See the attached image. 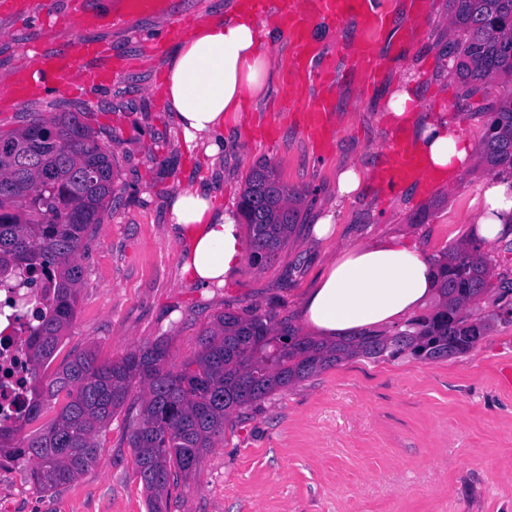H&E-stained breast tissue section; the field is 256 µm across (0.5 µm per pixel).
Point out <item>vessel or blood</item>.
<instances>
[{"label": "vessel or blood", "instance_id": "vessel-or-blood-1", "mask_svg": "<svg viewBox=\"0 0 512 512\" xmlns=\"http://www.w3.org/2000/svg\"><path fill=\"white\" fill-rule=\"evenodd\" d=\"M277 11L283 24V35L294 48L292 68L299 73L312 70L315 59L309 30L313 24L333 25L348 17L359 18L365 26L379 22L375 0H276ZM101 43L79 38L67 45L46 51L36 72H20L12 90L13 105L43 97L52 88L65 85L70 72L81 62L91 61L85 71L88 84L98 85L111 80L122 62H107ZM423 158L414 138L405 131L393 136L390 150L378 167L380 183L390 191L416 181L422 170Z\"/></svg>", "mask_w": 512, "mask_h": 512}]
</instances>
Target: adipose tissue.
<instances>
[{"label":"adipose tissue","instance_id":"1","mask_svg":"<svg viewBox=\"0 0 512 512\" xmlns=\"http://www.w3.org/2000/svg\"><path fill=\"white\" fill-rule=\"evenodd\" d=\"M252 14L233 10L196 23L165 64L163 94L185 143L216 158L224 153V122L239 118L246 97L263 93L270 61ZM416 142L425 173L444 177L473 163L478 147L447 122H423ZM475 232L485 244L512 238V184L497 179L478 189ZM169 220L189 242L182 271L203 287L223 286L241 264L245 244L236 212L209 193L186 186L169 204ZM437 294L430 259L402 239L344 250L330 261L303 305L306 322L336 338L372 326L393 327Z\"/></svg>","mask_w":512,"mask_h":512}]
</instances>
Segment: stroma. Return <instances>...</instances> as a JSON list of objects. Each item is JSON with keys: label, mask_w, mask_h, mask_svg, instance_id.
<instances>
[{"label": "stroma", "mask_w": 512, "mask_h": 512, "mask_svg": "<svg viewBox=\"0 0 512 512\" xmlns=\"http://www.w3.org/2000/svg\"><path fill=\"white\" fill-rule=\"evenodd\" d=\"M99 2L116 18L94 30L76 15L55 26L0 0V100L28 54L75 38L93 37L128 62L107 85H84L76 70L64 88L0 111V134L38 116L80 113L112 154L115 201L77 255L76 314L45 378L86 348L109 362L160 339L180 364L224 311L253 306L303 327L306 293L342 251L401 238L434 258L470 234L476 188L489 176L480 162L448 181L423 178L392 194L374 177L396 130L385 99L406 76L415 78L420 117L448 120L473 142L483 111L499 97L498 78L463 98L455 67L446 66L455 31L448 0H381L383 17L373 28L355 17L332 31L313 28L319 65L336 73L329 86L291 72L285 37L265 41L267 89L226 127L227 147L214 162L188 149L175 126L162 94L165 62L178 23L223 17L235 0H168L167 10L132 17L122 0ZM363 44L376 74L358 55ZM329 87L330 134L318 139L302 115ZM262 161L305 192L302 222L271 263L242 261L223 286L201 287L182 272L188 244L169 221L168 202L190 183L211 187L217 206L237 209L247 175ZM350 164L368 173L366 185L343 202L334 235L314 239L313 220L335 201L336 174ZM509 306L512 295L493 292L473 304L474 314L498 318L466 354L438 362L353 358L232 414L196 475L172 490L169 512H512V385L501 377L512 364V319L499 315ZM127 434L122 412L99 437L95 464L57 491L40 490L22 468H0V512H147Z\"/></svg>", "instance_id": "1"}]
</instances>
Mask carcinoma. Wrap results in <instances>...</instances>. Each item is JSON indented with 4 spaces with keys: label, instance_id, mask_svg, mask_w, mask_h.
<instances>
[{
    "label": "carcinoma",
    "instance_id": "1",
    "mask_svg": "<svg viewBox=\"0 0 512 512\" xmlns=\"http://www.w3.org/2000/svg\"><path fill=\"white\" fill-rule=\"evenodd\" d=\"M461 32L448 42L457 58L463 97L497 75L512 82V0H448ZM480 158L494 177L512 181V88L485 113ZM301 194L280 183L262 163L240 194L248 229L249 261L270 263L292 237ZM112 204V162L78 112L35 118L0 136V275L13 269L44 272L54 281L52 310L24 341L31 406L26 422L61 392L67 402L45 428L19 443V428L0 424V460L26 470L38 488L56 490L96 461V436L112 417L144 398L128 444L148 492V512H166L171 486L198 470L203 455L224 436L235 411L305 381L346 360L410 355L435 362L465 354L486 335L491 313L470 305L492 290L491 256L470 237L432 259L439 300L391 331L370 328L336 339L302 334L256 308L216 315L198 335L193 358L170 362L167 344L147 345L107 365L92 350L77 353L45 384L40 368L53 357L74 319L81 284L76 256Z\"/></svg>",
    "mask_w": 512,
    "mask_h": 512
}]
</instances>
